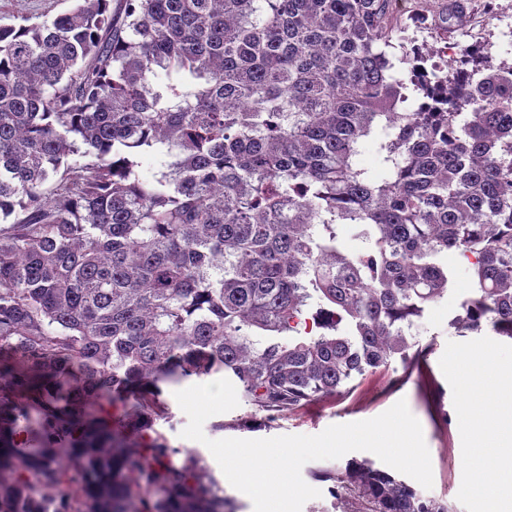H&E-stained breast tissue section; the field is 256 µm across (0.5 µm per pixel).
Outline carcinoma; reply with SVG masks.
Masks as SVG:
<instances>
[{"mask_svg": "<svg viewBox=\"0 0 512 512\" xmlns=\"http://www.w3.org/2000/svg\"><path fill=\"white\" fill-rule=\"evenodd\" d=\"M73 2L0 25V512H234L149 434L163 384L222 372L286 415L407 362L449 299L512 341V62L416 52L395 78L393 0ZM15 391L63 454L15 442ZM332 478L347 512H457L367 459ZM387 131H379L376 137L365 141L360 150V160L365 168H367L373 175L381 176L384 173V168L381 164L380 153L378 150V143L381 138H384Z\"/></svg>", "mask_w": 512, "mask_h": 512, "instance_id": "obj_1", "label": "carcinoma"}]
</instances>
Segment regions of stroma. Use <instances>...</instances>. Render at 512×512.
Wrapping results in <instances>:
<instances>
[{
    "label": "stroma",
    "mask_w": 512,
    "mask_h": 512,
    "mask_svg": "<svg viewBox=\"0 0 512 512\" xmlns=\"http://www.w3.org/2000/svg\"><path fill=\"white\" fill-rule=\"evenodd\" d=\"M466 28L474 43L487 46L496 60L512 61V0H494L493 11H485L484 0H464ZM70 0H0V25L18 24L22 19L38 22L67 9ZM448 0H394L391 23L393 56L416 46L432 63L446 66L459 57L464 47L453 25L441 19ZM453 313L451 302L430 308L415 334L425 351L407 363H393L377 370L373 378H359L347 395L318 401L271 421H249L250 409L241 405L208 418L205 435L223 438L263 439L281 435H316L334 424H345L380 415L398 400H406L419 420L431 457L440 453L438 424H446L453 433L458 455L452 478L434 473L431 494L451 501L457 512H512V343L491 331L459 333L449 327ZM429 372L433 387L420 396L416 374ZM175 386L163 388L162 399L171 419L158 420L157 431L174 448V463H181L182 450H198L205 475L214 477L231 498L236 512H254L248 496L229 486L218 463L199 442L182 438L187 417L179 407ZM362 451L335 460L306 463L301 475L310 486L320 490L318 498L307 501L302 512H344V497L332 496L330 484L315 479L314 471L341 470L348 460L365 459Z\"/></svg>",
    "instance_id": "35a3bbf8"
}]
</instances>
